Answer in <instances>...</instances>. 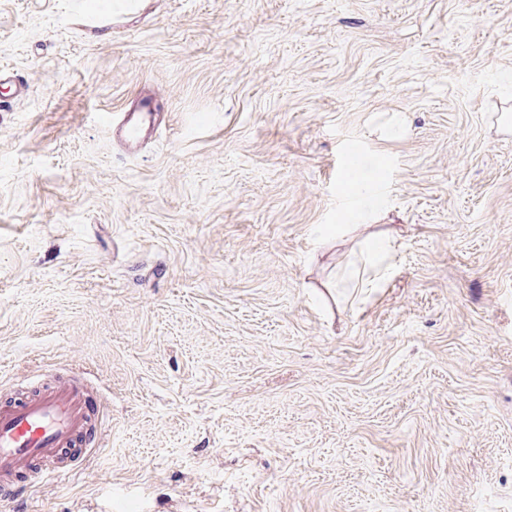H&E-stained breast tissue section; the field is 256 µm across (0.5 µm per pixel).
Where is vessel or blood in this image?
I'll list each match as a JSON object with an SVG mask.
<instances>
[{
    "label": "vessel or blood",
    "mask_w": 512,
    "mask_h": 512,
    "mask_svg": "<svg viewBox=\"0 0 512 512\" xmlns=\"http://www.w3.org/2000/svg\"><path fill=\"white\" fill-rule=\"evenodd\" d=\"M25 89L24 79L0 71V112L11 111ZM164 121L157 96L144 92L111 129L135 154ZM96 408L92 392L75 380L0 404V496L10 497L25 463L38 465L41 477L58 476L66 466L64 449L87 436Z\"/></svg>",
    "instance_id": "1"
}]
</instances>
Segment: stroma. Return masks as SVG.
I'll return each instance as SVG.
<instances>
[{
  "label": "stroma",
  "mask_w": 512,
  "mask_h": 512,
  "mask_svg": "<svg viewBox=\"0 0 512 512\" xmlns=\"http://www.w3.org/2000/svg\"><path fill=\"white\" fill-rule=\"evenodd\" d=\"M2 67L0 403L100 449L0 512H512V0H0ZM0 85L9 88L0 97V112H9L13 109L16 100L26 90V81L14 73L0 71ZM159 106L158 98L143 92L133 110L123 112L117 123L111 124L112 135L121 140L132 154H137L141 145L152 139L165 123L166 116Z\"/></svg>",
  "instance_id": "35a3bbf8"
}]
</instances>
